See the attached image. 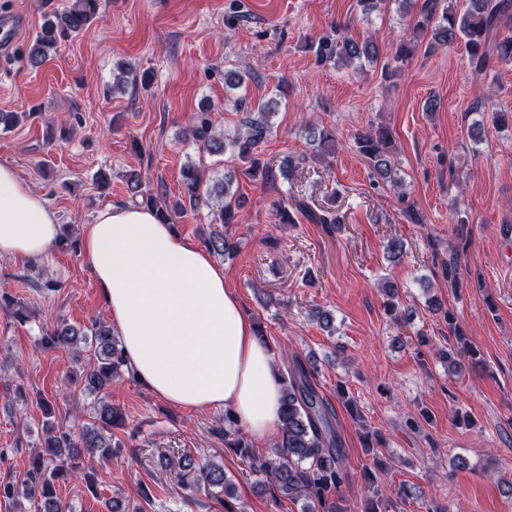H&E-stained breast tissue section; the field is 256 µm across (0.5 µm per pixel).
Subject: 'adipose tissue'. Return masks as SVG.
Returning a JSON list of instances; mask_svg holds the SVG:
<instances>
[{
    "instance_id": "adipose-tissue-1",
    "label": "adipose tissue",
    "mask_w": 512,
    "mask_h": 512,
    "mask_svg": "<svg viewBox=\"0 0 512 512\" xmlns=\"http://www.w3.org/2000/svg\"><path fill=\"white\" fill-rule=\"evenodd\" d=\"M59 235L45 199L0 163V256L50 261ZM81 243L140 383L181 408H229L256 438L276 436L278 366L223 265L136 206L101 210Z\"/></svg>"
}]
</instances>
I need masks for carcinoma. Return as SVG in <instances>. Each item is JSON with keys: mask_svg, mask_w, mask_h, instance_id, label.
Segmentation results:
<instances>
[{"mask_svg": "<svg viewBox=\"0 0 512 512\" xmlns=\"http://www.w3.org/2000/svg\"><path fill=\"white\" fill-rule=\"evenodd\" d=\"M398 2L403 13L410 17L408 26L412 32L397 41L393 61L402 64L410 60L418 47V38L430 31L432 47L464 44L469 65L478 75L486 72L492 60L506 65L512 63V0H469L462 14L456 12L450 0H424L418 8L415 7L417 0ZM100 18L101 0H69L61 11L44 18L40 32L27 51L28 65L39 67L59 40L79 34ZM503 28L511 34L501 35ZM316 55L322 62L336 60L351 64L365 60L374 63L378 60V44L373 39L360 42L343 35L334 42L319 41ZM273 104V100L260 101L254 106L245 99L236 101V110L242 117L229 143L234 156L249 165L253 176L259 175L264 180L273 169L255 156L254 148L272 133L269 118ZM306 134L309 144H316L321 150L335 142V132L327 127H311ZM192 137L210 153H224V133L215 130L208 112L194 115ZM389 144L390 136L382 128L367 129L359 133L355 141L358 152L369 162L374 174L399 187L401 180L396 178ZM182 177L181 198L170 208L158 205L157 197L142 191L138 178L127 183L130 198L137 205L155 209L158 219L168 223L172 214L185 212L188 205L195 209L203 198L213 195L220 198L214 216L226 228L236 222L243 208L241 197L232 192L236 171L224 170L222 178L207 186L204 172L194 164L183 169ZM295 208L329 231L340 223L333 212H316L303 200L295 201ZM208 246L224 256L234 254L236 249L225 233L210 236ZM44 343L52 348L84 346L89 362L80 380L91 393L101 394L125 373L121 340L111 327L99 320L82 329L60 320L46 334ZM477 353L478 350L468 344L459 349L460 358L469 362L475 360ZM460 358L447 354L448 370L461 371ZM314 380V370L307 369L298 360L279 370V437L269 455H256L252 440L229 410L224 412V444L258 476L261 486L272 493L277 491L306 501L303 512H348L340 490L351 482L352 475L346 469L345 448L334 424L336 409L320 394ZM121 425H125L122 414L101 396L93 406L90 421L75 429L48 427L50 436L44 453L32 458L21 480L0 482V498L13 502L23 498L29 503L28 512H73L72 506L62 503L58 497V485L79 480L92 494H97L94 472L84 466V459H111L120 448L112 444V429ZM159 462L161 467L182 479L190 475L195 483H203L222 503L235 495L234 479L227 475L224 467L210 459H196L188 453L165 454ZM139 497L141 502L131 504L124 497L114 496L105 502L107 512H145L144 504L150 503L151 498L143 489Z\"/></svg>", "mask_w": 512, "mask_h": 512, "instance_id": "1", "label": "carcinoma"}]
</instances>
